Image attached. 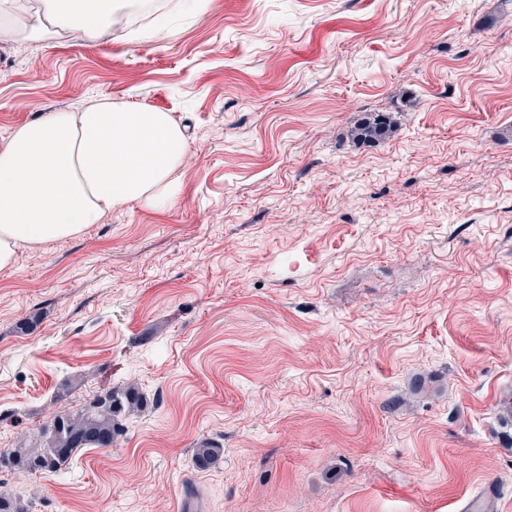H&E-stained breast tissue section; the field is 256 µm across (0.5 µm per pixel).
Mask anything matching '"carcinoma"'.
Here are the masks:
<instances>
[{"instance_id": "carcinoma-1", "label": "carcinoma", "mask_w": 512, "mask_h": 512, "mask_svg": "<svg viewBox=\"0 0 512 512\" xmlns=\"http://www.w3.org/2000/svg\"><path fill=\"white\" fill-rule=\"evenodd\" d=\"M397 122L386 112L364 115L350 130L357 143H372L395 134ZM146 405L138 389L130 386L123 390L108 389L93 401L73 413L57 412L52 421L53 431H40V440L19 442L16 448L4 453L8 469L19 474L56 473L68 466L75 454L84 448H110L124 432L120 417ZM224 449L208 441H202L194 449L193 460L198 466L217 464ZM0 512H29L20 496L0 492Z\"/></svg>"}]
</instances>
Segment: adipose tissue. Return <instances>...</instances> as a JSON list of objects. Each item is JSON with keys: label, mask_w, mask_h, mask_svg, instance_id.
Returning <instances> with one entry per match:
<instances>
[{"label": "adipose tissue", "mask_w": 512, "mask_h": 512, "mask_svg": "<svg viewBox=\"0 0 512 512\" xmlns=\"http://www.w3.org/2000/svg\"><path fill=\"white\" fill-rule=\"evenodd\" d=\"M15 2L0 0V30L15 42L66 31L92 43L138 0H36L24 14ZM185 153L169 113L108 101L50 112L0 136V268L22 250L80 235L130 202L170 204Z\"/></svg>", "instance_id": "obj_1"}]
</instances>
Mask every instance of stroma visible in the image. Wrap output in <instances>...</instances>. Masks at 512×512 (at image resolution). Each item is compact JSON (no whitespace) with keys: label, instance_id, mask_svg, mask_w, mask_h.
Listing matches in <instances>:
<instances>
[{"label":"stroma","instance_id":"35a3bbf8","mask_svg":"<svg viewBox=\"0 0 512 512\" xmlns=\"http://www.w3.org/2000/svg\"><path fill=\"white\" fill-rule=\"evenodd\" d=\"M101 100L180 125L175 200L0 269V453L111 386L147 406L0 490L512 512V0H146L91 45L0 39V136ZM365 112L397 132L356 144ZM204 440L224 456L200 469Z\"/></svg>","mask_w":512,"mask_h":512}]
</instances>
